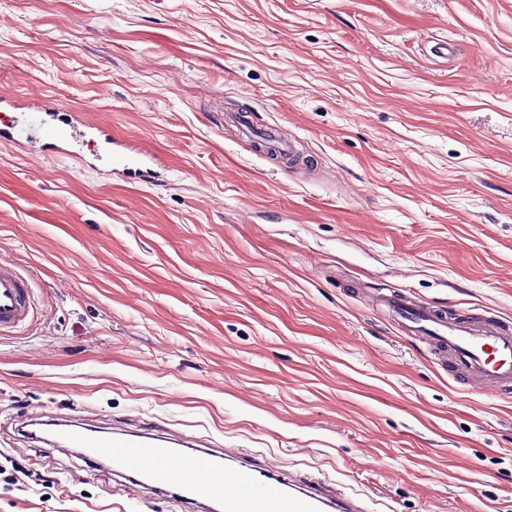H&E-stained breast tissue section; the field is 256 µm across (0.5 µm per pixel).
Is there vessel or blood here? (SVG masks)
<instances>
[{"mask_svg":"<svg viewBox=\"0 0 512 512\" xmlns=\"http://www.w3.org/2000/svg\"><path fill=\"white\" fill-rule=\"evenodd\" d=\"M0 109L13 111L10 122L0 125V141L27 146L44 140L57 155L70 156L74 142H90L94 159H108L114 168L126 169L152 155L140 143L112 137L91 123L86 113H72L67 123L47 119L40 102L21 105L0 99ZM382 304L392 314L402 334L416 338L469 380L489 387L512 385V329L497 320L475 322L448 314L440 306L402 292L383 295ZM31 300L22 275L0 260V330L24 323ZM54 439L69 448L86 449L112 465L113 475L125 481L131 492L150 486L162 495H176L186 502L207 501L220 512H361L347 502L288 479L257 462L245 466L230 463L228 448H175L163 434L127 435L91 429L66 419L55 423Z\"/></svg>","mask_w":512,"mask_h":512,"instance_id":"1","label":"vessel or blood"}]
</instances>
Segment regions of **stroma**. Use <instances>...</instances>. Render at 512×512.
Masks as SVG:
<instances>
[{
    "mask_svg": "<svg viewBox=\"0 0 512 512\" xmlns=\"http://www.w3.org/2000/svg\"><path fill=\"white\" fill-rule=\"evenodd\" d=\"M0 95L161 161L126 179L0 144V259L33 306L0 331V512H181L24 443L62 414L204 438L369 512H512V388L368 298L512 324V0H0Z\"/></svg>",
    "mask_w": 512,
    "mask_h": 512,
    "instance_id": "35a3bbf8",
    "label": "stroma"
}]
</instances>
